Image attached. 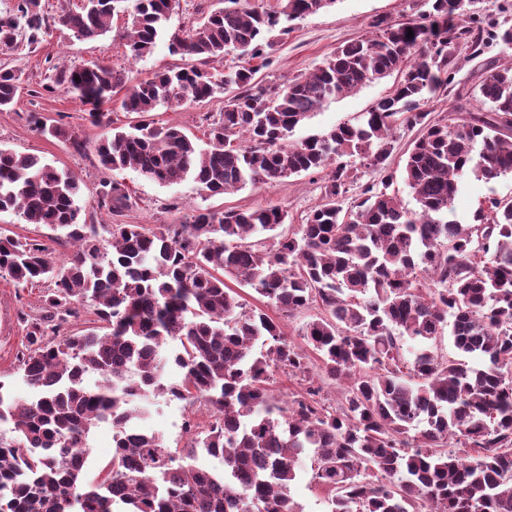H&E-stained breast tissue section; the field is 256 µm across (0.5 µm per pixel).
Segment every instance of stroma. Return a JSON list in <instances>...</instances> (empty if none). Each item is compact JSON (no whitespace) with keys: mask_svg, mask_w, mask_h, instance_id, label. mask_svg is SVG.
Wrapping results in <instances>:
<instances>
[{"mask_svg":"<svg viewBox=\"0 0 512 512\" xmlns=\"http://www.w3.org/2000/svg\"><path fill=\"white\" fill-rule=\"evenodd\" d=\"M216 0H179L154 50L139 59L131 58L124 38L125 18H113L112 28L90 42L70 40L67 33L51 28L41 43L30 46L19 43L11 51H0V64L20 70L23 84L19 100L11 111L0 112V147L19 153L36 154L57 168L65 169L80 181L85 200H92L104 176L94 153L79 154L68 143L46 138L33 130L30 113L36 112L48 122L74 129L87 141H97L103 127L90 123L85 108L70 95L49 94L42 86L49 74V65L57 63L80 66L104 62L128 72L132 80L150 76L156 70L183 66L184 58L170 54L172 34L195 28L203 13L212 9ZM426 0H337L330 9L294 20L285 35H273L267 48L268 65L259 67L255 80L263 87L279 85L288 79L307 74L322 65L336 47L371 36L377 19L403 22L427 10ZM512 58V47L490 44L477 59H468L465 50H457L454 80L448 90H441L424 103L432 118L457 123L466 111L476 109L473 89L480 81L488 63H502ZM396 81L388 76L324 105L302 126L290 134V141L318 135L341 123H356L379 99L387 96ZM224 108L223 97L199 105H162L154 112L156 121L177 125L188 134L203 137L207 119L218 118ZM132 197L133 205L124 221L128 224H185L198 209L282 208L290 224L305 223L310 212L325 200L327 172L301 174L265 185H248L227 195L207 196L193 180L163 186L127 169L118 173ZM491 197H512V176L493 181L465 176L454 200V214L459 223L472 224L481 203ZM43 286L19 289L8 277L0 276V381L8 383L15 395L27 397L29 390L16 370V356L24 343L25 330L21 313H36L42 305ZM146 415L139 426L149 433L161 434L170 447L184 446L188 440L182 424L188 408L184 402L164 396L150 398Z\"/></svg>","mask_w":512,"mask_h":512,"instance_id":"1","label":"stroma"}]
</instances>
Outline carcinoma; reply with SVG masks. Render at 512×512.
Here are the masks:
<instances>
[{"label": "carcinoma", "mask_w": 512, "mask_h": 512, "mask_svg": "<svg viewBox=\"0 0 512 512\" xmlns=\"http://www.w3.org/2000/svg\"><path fill=\"white\" fill-rule=\"evenodd\" d=\"M337 0H218L202 23L171 36L174 53L197 58L128 85L108 64L54 65L47 92L63 90L96 125L126 90L128 128L93 144L49 125L44 137L77 152L93 149L109 172L133 169L163 185L193 179L208 196L332 167L326 200L306 223L285 230L278 207L199 209L188 224H126L123 183L108 177L89 224L79 181L34 154L0 148V212L60 232L72 247L59 262L34 239L0 231V274L16 286L48 285L44 313L26 327L18 371L31 389L19 398L0 381V512H303L291 495L304 457L327 492L328 512H512V198H490L480 223L453 219L469 173L512 175V60L490 66L478 84L484 112L449 125L420 109L452 82L449 47L468 56L487 44L512 46V26L487 30L460 0H431L406 23L379 19L375 35L340 46L313 72L278 91L254 83L256 69L212 72L230 49L264 58L280 16L301 18ZM175 0H79L61 6L59 25L94 40L122 14L128 51L154 48ZM50 24L41 0H16L0 16V49L20 34L41 42ZM413 36H408V32ZM393 91L356 124L289 143L326 103L392 74ZM21 90L18 71L0 68V112ZM232 92L200 145L175 125H155L164 104L202 103ZM419 127L403 180L418 204L408 210L393 184L400 126ZM345 156L379 179L353 204ZM230 276L260 305L247 307ZM316 309L288 338L282 316ZM278 316H273L269 310ZM83 313L97 325L66 332ZM450 336L455 353L439 344ZM300 391L277 398L273 376ZM95 373V386L85 383ZM341 389L337 407L321 392ZM162 395L206 408L205 427L188 424L184 448L135 426L140 401ZM112 425V459L87 478L81 452L92 428ZM220 459L215 473L200 456Z\"/></svg>", "instance_id": "cac0c4a2"}]
</instances>
